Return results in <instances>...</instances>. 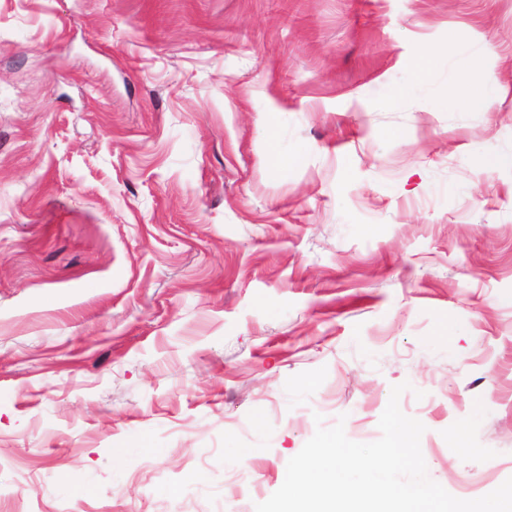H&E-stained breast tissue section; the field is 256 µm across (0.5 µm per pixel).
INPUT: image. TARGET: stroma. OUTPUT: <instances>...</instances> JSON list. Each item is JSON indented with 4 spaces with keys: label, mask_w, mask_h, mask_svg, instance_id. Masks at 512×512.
Returning <instances> with one entry per match:
<instances>
[{
    "label": "stroma",
    "mask_w": 512,
    "mask_h": 512,
    "mask_svg": "<svg viewBox=\"0 0 512 512\" xmlns=\"http://www.w3.org/2000/svg\"><path fill=\"white\" fill-rule=\"evenodd\" d=\"M405 382L512 477V0H0V512H255ZM461 78L476 86L475 93L467 100L468 108L487 112L498 92L496 84L489 76L469 69L462 73Z\"/></svg>",
    "instance_id": "35a3bbf8"
}]
</instances>
